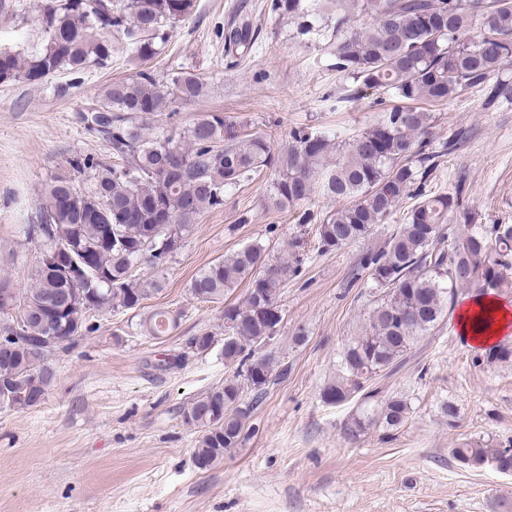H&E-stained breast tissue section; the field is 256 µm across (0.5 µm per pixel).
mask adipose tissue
<instances>
[{
    "instance_id": "1",
    "label": "adipose tissue",
    "mask_w": 512,
    "mask_h": 512,
    "mask_svg": "<svg viewBox=\"0 0 512 512\" xmlns=\"http://www.w3.org/2000/svg\"><path fill=\"white\" fill-rule=\"evenodd\" d=\"M486 317L490 327L483 332L476 331L478 318ZM461 333L477 347H487L512 333V301L484 295L472 297L464 302L457 316Z\"/></svg>"
}]
</instances>
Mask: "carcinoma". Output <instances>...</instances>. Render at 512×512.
<instances>
[{"mask_svg": "<svg viewBox=\"0 0 512 512\" xmlns=\"http://www.w3.org/2000/svg\"><path fill=\"white\" fill-rule=\"evenodd\" d=\"M483 0H351L334 19L331 66L359 86L384 89L398 104L338 151L334 132L301 127L288 144L273 148L258 133L222 112L194 122L186 135L151 132L163 112L198 97L201 78L188 72L159 75L140 69L105 87L99 106L78 116L107 141L114 163L76 155L73 173L87 172L92 188L80 190L72 173L56 175L39 207V223L26 238L40 246L30 288L13 305L0 303V332L22 336L13 359L0 360V408L39 405L53 384L50 351L83 335L94 312L135 310L160 281L135 268L158 267L171 258L202 214L224 206V197L269 172L271 204L303 206L315 192L347 204L316 225L318 250L329 253L370 236L406 198L417 202L383 247L360 259L355 279L383 292L363 331L340 352L342 373L321 393L327 404L353 399L357 410L343 433L357 440L371 429L389 434L409 419L411 404L400 394L383 395L376 377L392 375L406 355L442 318L458 293L512 290V225L448 224L458 198L427 193L424 183L437 152L431 148L430 113L419 103L441 104L460 92L485 86L489 97L512 100V0L486 10ZM275 11L297 20L300 33L329 26L322 0H274ZM195 0H0V16L25 19L31 12L41 41L28 54L0 50V82L36 84L61 70L105 68L112 40L122 41L143 62L160 53L171 29L193 15ZM373 21L351 26L357 13ZM480 23L479 34L472 29ZM255 44L250 23L224 33V52L245 55ZM304 265L302 238L274 248L259 242L200 270L189 284L203 303L227 300L247 284L243 301L224 305V359L237 374L184 411L198 429L193 462L208 471L245 439L254 407L272 382L273 361L261 352L283 321L288 280ZM179 317L159 310L140 323L158 338L175 330ZM475 362L512 363V344L501 342ZM253 397L245 402V387ZM467 469L491 465L512 471V440L464 441L449 451Z\"/></svg>", "mask_w": 512, "mask_h": 512, "instance_id": "cac0c4a2", "label": "carcinoma"}]
</instances>
